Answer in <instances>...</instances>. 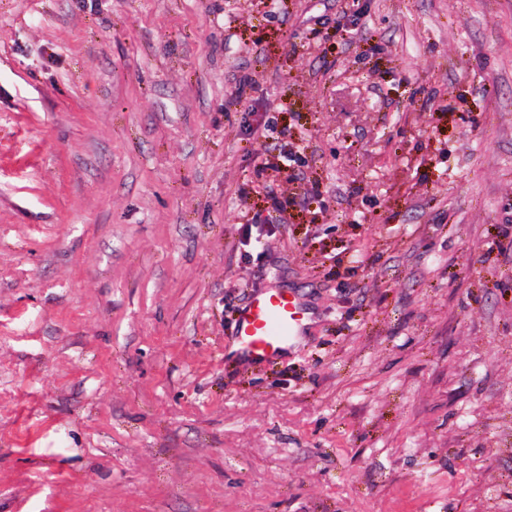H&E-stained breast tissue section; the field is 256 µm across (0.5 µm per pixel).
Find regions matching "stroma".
Instances as JSON below:
<instances>
[{"instance_id": "35a3bbf8", "label": "stroma", "mask_w": 512, "mask_h": 512, "mask_svg": "<svg viewBox=\"0 0 512 512\" xmlns=\"http://www.w3.org/2000/svg\"><path fill=\"white\" fill-rule=\"evenodd\" d=\"M0 512H512V0H0ZM309 314L307 306L292 292H254L236 321L237 357L252 362L282 357L303 336Z\"/></svg>"}]
</instances>
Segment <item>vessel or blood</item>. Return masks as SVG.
Here are the masks:
<instances>
[{
	"label": "vessel or blood",
	"instance_id": "1",
	"mask_svg": "<svg viewBox=\"0 0 512 512\" xmlns=\"http://www.w3.org/2000/svg\"><path fill=\"white\" fill-rule=\"evenodd\" d=\"M309 320L307 306L291 292H254L235 327L237 357L266 362L282 357L303 336Z\"/></svg>",
	"mask_w": 512,
	"mask_h": 512
}]
</instances>
